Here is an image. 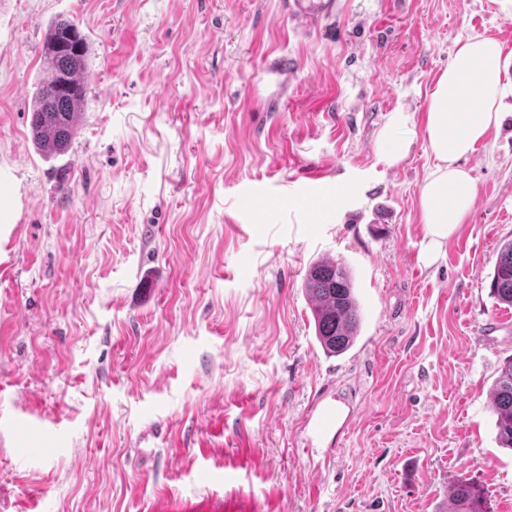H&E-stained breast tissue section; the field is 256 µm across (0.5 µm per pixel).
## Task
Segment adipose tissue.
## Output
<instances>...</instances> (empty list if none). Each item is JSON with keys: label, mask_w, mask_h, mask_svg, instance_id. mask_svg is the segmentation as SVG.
Segmentation results:
<instances>
[{"label": "adipose tissue", "mask_w": 512, "mask_h": 512, "mask_svg": "<svg viewBox=\"0 0 512 512\" xmlns=\"http://www.w3.org/2000/svg\"><path fill=\"white\" fill-rule=\"evenodd\" d=\"M501 52L495 38L466 37L429 94L424 134L436 164L422 185L420 210L430 253L441 250L472 209L474 181L459 161L501 126Z\"/></svg>", "instance_id": "adipose-tissue-1"}]
</instances>
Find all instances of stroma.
I'll list each match as a JSON object with an SVG mask.
<instances>
[{
  "label": "stroma",
  "instance_id": "1",
  "mask_svg": "<svg viewBox=\"0 0 512 512\" xmlns=\"http://www.w3.org/2000/svg\"><path fill=\"white\" fill-rule=\"evenodd\" d=\"M62 18L86 94L46 159L31 95ZM472 34L503 47L505 119L431 259L428 94ZM510 239L512 0H333L307 23L287 0H0V512H444L463 480L512 512L491 411L512 306L489 288ZM324 259L360 306L339 356L304 289ZM407 123V116L402 113L394 114L389 125V130L381 135V141L388 145L387 149L383 153V160L389 165L399 162L408 152L410 147V141L405 138L391 140L389 135L390 130L395 127L407 126Z\"/></svg>",
  "mask_w": 512,
  "mask_h": 512
}]
</instances>
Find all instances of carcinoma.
<instances>
[{
  "label": "carcinoma",
  "mask_w": 512,
  "mask_h": 512,
  "mask_svg": "<svg viewBox=\"0 0 512 512\" xmlns=\"http://www.w3.org/2000/svg\"><path fill=\"white\" fill-rule=\"evenodd\" d=\"M84 35L71 20L53 22L45 41L46 77L33 93L30 134L35 150L49 158L66 152L73 141L85 98L79 75L87 64ZM312 306L318 342L329 356L354 344L361 322L350 270L340 260L313 264L304 279ZM490 289L496 299L512 306V240L504 242L495 263ZM500 443L512 448V359L503 363L491 392ZM448 512H487L484 491L469 482L453 488Z\"/></svg>",
  "instance_id": "cac0c4a2"
}]
</instances>
